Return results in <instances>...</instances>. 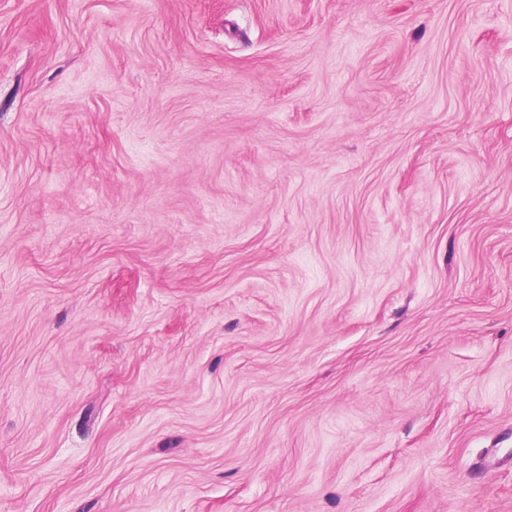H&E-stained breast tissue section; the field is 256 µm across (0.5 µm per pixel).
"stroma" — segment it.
Segmentation results:
<instances>
[{"instance_id": "obj_1", "label": "stroma", "mask_w": 512, "mask_h": 512, "mask_svg": "<svg viewBox=\"0 0 512 512\" xmlns=\"http://www.w3.org/2000/svg\"><path fill=\"white\" fill-rule=\"evenodd\" d=\"M0 512H512V0H0Z\"/></svg>"}]
</instances>
